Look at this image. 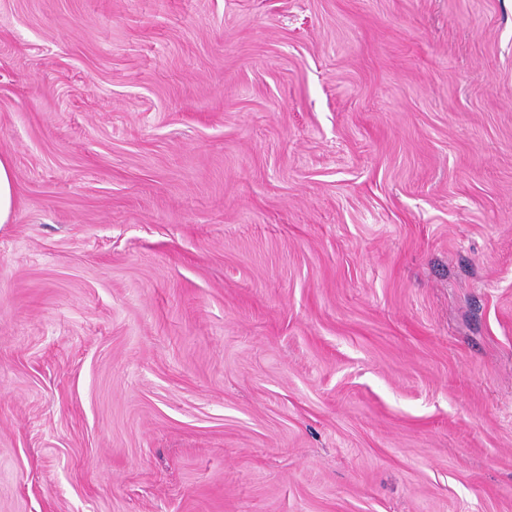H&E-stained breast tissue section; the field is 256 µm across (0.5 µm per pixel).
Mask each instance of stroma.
Listing matches in <instances>:
<instances>
[{
  "label": "stroma",
  "instance_id": "1",
  "mask_svg": "<svg viewBox=\"0 0 512 512\" xmlns=\"http://www.w3.org/2000/svg\"><path fill=\"white\" fill-rule=\"evenodd\" d=\"M0 512H512V0H0ZM17 195L12 165L8 158L0 157V226L14 220Z\"/></svg>",
  "mask_w": 512,
  "mask_h": 512
}]
</instances>
